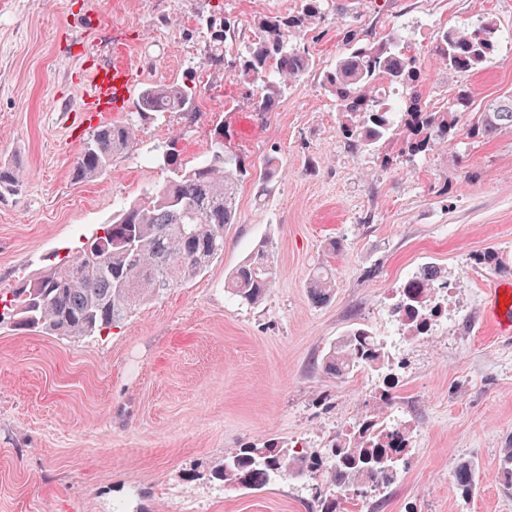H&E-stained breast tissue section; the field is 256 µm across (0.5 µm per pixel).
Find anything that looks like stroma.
Segmentation results:
<instances>
[{
  "instance_id": "1",
  "label": "stroma",
  "mask_w": 512,
  "mask_h": 512,
  "mask_svg": "<svg viewBox=\"0 0 512 512\" xmlns=\"http://www.w3.org/2000/svg\"><path fill=\"white\" fill-rule=\"evenodd\" d=\"M337 2L325 0L323 20L297 41L314 71L261 115L235 76L238 60L255 19L300 0H0V161L26 175L20 191L0 195V290L37 279L166 181L170 139L191 164L220 128L251 169L269 156L279 163L265 194L253 178L240 183L222 257L110 332L71 339L0 323V512H311L315 480L227 486L217 477L224 456L268 441L318 453L372 411L386 371L332 379L316 360L350 328L385 333L398 282L427 266L457 285V313L446 335L404 343L409 367L394 375L387 412L422 433L398 482L365 512H512L497 475L512 440V335L484 313L488 285L512 284V132L467 134L512 94V0H345L343 15ZM227 19L235 30L223 62L208 65L211 26ZM487 20L499 28L487 62L457 72L439 61L442 28ZM351 21L408 46L427 107L468 91L454 139L411 163L385 145L347 152L319 73L344 52ZM121 47L138 68L130 98L122 111H91V73ZM172 83L192 94L197 121L141 120V92ZM112 122L136 125V149L105 176L76 181L86 139ZM332 240L340 252H327ZM262 244L274 283L260 304L239 303L224 280ZM489 250L502 269L473 267ZM320 264L336 283L324 305L307 288ZM464 459L477 465L466 501L455 482Z\"/></svg>"
}]
</instances>
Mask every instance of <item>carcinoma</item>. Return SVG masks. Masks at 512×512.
Here are the masks:
<instances>
[{"label": "carcinoma", "instance_id": "carcinoma-1", "mask_svg": "<svg viewBox=\"0 0 512 512\" xmlns=\"http://www.w3.org/2000/svg\"><path fill=\"white\" fill-rule=\"evenodd\" d=\"M285 16L265 17L254 23L253 36L237 69L238 77L254 90L255 110L271 111L282 87L309 72L314 63L293 41L315 26L324 15L323 0H300ZM498 27L490 20L477 26L444 28L435 47L436 56L458 72L477 69L497 48ZM344 53L333 68L321 75V85L340 115L344 144L353 152L369 150L381 142L403 139L401 156L407 161L445 144L456 136V116L469 111V97L458 93L439 109L422 104L418 91L421 69L417 58L389 35L371 42L351 24L343 29ZM406 92L403 101L390 103L384 89ZM140 116L177 114L191 125L198 112L194 99L174 84L152 86L138 101ZM512 129V96L483 112L469 128V135L490 139ZM133 126L106 123L90 134L73 167V175L85 181L104 175L115 157L135 144ZM178 139L169 141L167 164L172 175L162 185L145 192L114 215L103 233L83 244L73 257H65L32 285L0 294L3 311L14 314L22 326L51 336L82 338L109 331L124 321L143 302L195 278L224 252V231L237 223L238 184L248 174L240 157L222 153L213 141L209 156L187 167L177 154ZM278 162L270 156L257 178L266 189L277 177ZM24 171L0 162V195L23 187ZM273 283L269 250L261 246L236 266L227 281V292L247 304L259 303ZM335 283L319 266L307 283L316 304L333 297ZM372 332L351 329L336 339L317 366L329 378L341 379L359 370L388 366L385 353L371 343ZM395 381L378 397V412L364 428H352L345 438L331 441L325 452L308 454L272 442L261 447L242 445L224 456L219 479L230 486L260 489L273 480L305 470L325 474V488H315L312 512H340L336 490L363 487L376 482L388 488L400 467L392 459L404 455L405 446H390L395 436L383 409L393 399ZM498 472L505 488L512 487V441L500 449ZM456 486L460 497L470 498L475 488V464L457 465Z\"/></svg>", "mask_w": 512, "mask_h": 512}]
</instances>
